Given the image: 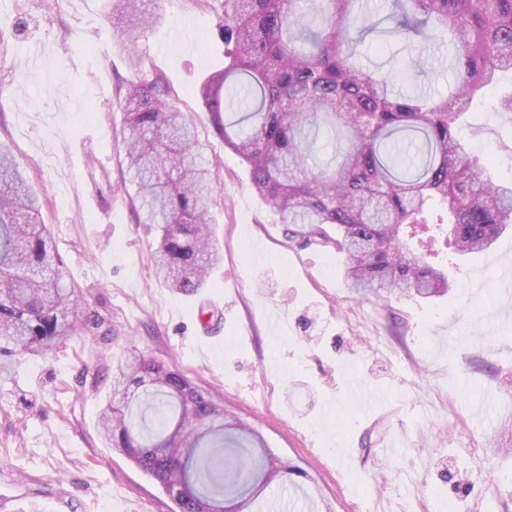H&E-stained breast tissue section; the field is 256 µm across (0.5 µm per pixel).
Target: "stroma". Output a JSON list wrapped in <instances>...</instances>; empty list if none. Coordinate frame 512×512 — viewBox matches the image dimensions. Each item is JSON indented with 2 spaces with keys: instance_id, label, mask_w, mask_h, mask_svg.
<instances>
[{
  "instance_id": "35a3bbf8",
  "label": "stroma",
  "mask_w": 512,
  "mask_h": 512,
  "mask_svg": "<svg viewBox=\"0 0 512 512\" xmlns=\"http://www.w3.org/2000/svg\"><path fill=\"white\" fill-rule=\"evenodd\" d=\"M222 3L143 0L157 22L136 44L137 72L112 0H0V143L38 193L79 317L104 321L101 335L0 375V486L19 512H173L98 431L112 372L134 347L260 430L290 472L273 512H512V232L469 257L437 236L445 296L361 299L344 253L288 241L200 108L195 86L224 61ZM356 58L398 75L410 66L381 31ZM156 72L217 189L209 214L224 260L192 297L157 280L124 164L118 89ZM497 97L476 103L458 136L510 183L512 113L496 111ZM203 322L220 335L200 339ZM355 380L376 391L373 405L349 400Z\"/></svg>"
}]
</instances>
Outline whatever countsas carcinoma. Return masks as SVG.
Instances as JSON below:
<instances>
[{
	"label": "carcinoma",
	"mask_w": 512,
	"mask_h": 512,
	"mask_svg": "<svg viewBox=\"0 0 512 512\" xmlns=\"http://www.w3.org/2000/svg\"><path fill=\"white\" fill-rule=\"evenodd\" d=\"M357 2L224 0L218 35L229 51L195 95L288 240L344 252L345 278L366 299L445 295V272L410 241L441 232L458 254H477L512 226V183L499 182L455 136L472 103L512 73V0H393L387 33L415 67L416 41L427 31L452 46L445 94L396 91L390 74L350 62L376 30L354 11ZM112 22L132 48L156 20L138 0H116ZM168 96L160 75L130 84L122 136L137 223L156 232L158 278L193 296L222 253L206 219L213 187L196 160L195 126ZM321 134L337 144L327 161L316 159ZM80 305L39 220L38 197L16 155L1 147L0 372L77 330L99 329L94 316L79 328L69 320ZM98 427L177 512L203 504L241 512L248 487L260 509V495L288 479L258 430L228 416L216 394L136 349L118 363Z\"/></svg>",
	"instance_id": "carcinoma-1"
}]
</instances>
